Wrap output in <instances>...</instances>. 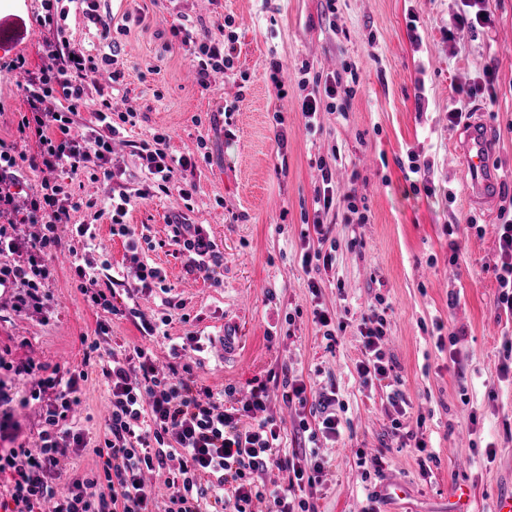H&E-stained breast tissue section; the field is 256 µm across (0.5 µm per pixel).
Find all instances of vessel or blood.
Masks as SVG:
<instances>
[{
    "label": "vessel or blood",
    "mask_w": 512,
    "mask_h": 512,
    "mask_svg": "<svg viewBox=\"0 0 512 512\" xmlns=\"http://www.w3.org/2000/svg\"><path fill=\"white\" fill-rule=\"evenodd\" d=\"M461 143L463 177L466 193L471 201L485 203L496 177L489 164L491 142L478 117L466 120Z\"/></svg>",
    "instance_id": "b4317fda"
}]
</instances>
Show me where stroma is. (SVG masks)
<instances>
[{"label": "stroma", "mask_w": 512, "mask_h": 512, "mask_svg": "<svg viewBox=\"0 0 512 512\" xmlns=\"http://www.w3.org/2000/svg\"><path fill=\"white\" fill-rule=\"evenodd\" d=\"M110 18L100 38L79 12L69 13L63 34L72 45L99 51L118 43L116 62L104 66L100 85H113L112 109L132 112L112 154L124 170L133 199L126 224L149 240L141 257L161 267L166 291L133 298L147 317L171 312L162 335L141 336L132 320L116 317L109 347H150L158 365L171 360L173 339L197 333L214 341L198 376L212 390L232 388L227 404L242 405L258 382L281 369L302 378L309 399L336 398L339 439H319L325 461L322 483L305 489L316 512H366L370 494L388 482L404 484L405 498L379 499L377 512H448L452 485L467 481L470 512H495L500 493L512 491V314L498 303V226L512 211V0H490L492 24L449 38L448 23L460 0H101ZM41 0H0V16L25 28L17 42L0 46V139L15 138V113L25 111L22 87L9 63L23 56L43 63L48 35L37 18ZM229 23L235 37L234 69L210 76L203 90L189 74L193 46L172 37L187 23L215 30ZM284 71L272 76L270 59ZM124 74L111 83L112 71ZM493 73L490 93L468 96ZM341 76L355 93L343 111L319 112L317 129L305 126L302 100L315 89L313 74ZM234 112L222 115L224 104ZM480 113L492 131L490 165L494 202L484 209L462 188L457 153L463 136L448 111ZM169 136L168 153L195 163L185 178L190 200L178 195L146 201L130 142ZM284 133L277 143L276 133ZM429 162L424 175L410 172V157ZM332 174L333 204L318 210L323 169ZM355 193L365 221L348 222L345 197ZM83 207L75 224L96 227V261L128 266L124 237L103 215L107 189L82 179L75 189ZM203 225L224 256L212 278L187 268L188 257L168 246L174 216ZM318 221L330 229L321 249L333 266H304L301 232ZM47 315L7 319L11 296L0 293V348L13 358L60 368H81L80 339L94 336L100 313L76 286L71 259H55ZM322 285L312 298L308 284ZM384 298L386 349L394 361L389 386L363 385L358 325ZM346 322L335 341L318 332L314 305ZM454 344L438 346L440 333ZM234 347L225 350L224 336ZM400 389L408 403L404 425L424 451L402 446L390 428L388 396ZM107 387L90 370L81 391L78 424L102 433ZM283 429L286 453L300 451L298 411L272 392L265 410ZM494 459H487L486 446ZM383 453L379 474L366 476L357 450Z\"/></svg>", "instance_id": "35a3bbf8"}]
</instances>
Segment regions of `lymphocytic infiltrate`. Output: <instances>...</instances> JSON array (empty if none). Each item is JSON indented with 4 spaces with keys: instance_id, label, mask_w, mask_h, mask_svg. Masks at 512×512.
Wrapping results in <instances>:
<instances>
[{
    "instance_id": "f902f5d3",
    "label": "lymphocytic infiltrate",
    "mask_w": 512,
    "mask_h": 512,
    "mask_svg": "<svg viewBox=\"0 0 512 512\" xmlns=\"http://www.w3.org/2000/svg\"><path fill=\"white\" fill-rule=\"evenodd\" d=\"M182 43L195 44L198 83L209 88L211 73L233 67V45L223 36L197 34L186 25L172 29ZM44 65L28 70L25 57L12 60V69H27L24 86L27 109L19 113L16 130L20 140H36L38 152L24 157L15 144L0 140V288L12 294L14 315L45 313L52 305L49 282L51 262L61 252L73 256L79 289L94 310L107 315L138 319L145 336L158 330L138 308L122 303L128 279H136L142 291L162 287L164 271L139 257L129 270L110 274L109 287H100L92 255L97 250L96 227L74 224L71 210L79 209L69 185L43 181L33 193L25 213L14 211V189L20 188L24 168H63L72 177L82 175L113 180L110 168L112 143L133 113L113 114L111 96L101 93L95 125L76 134V116L86 95L84 79L110 63L111 55L95 57L76 49L63 35L43 43ZM167 136L153 134L136 144L133 152L147 170V183L135 197L147 199L162 193L190 200L192 191L178 172L192 169L190 158L170 157ZM25 224L40 225L33 236L21 233ZM169 245L189 256L190 271L211 277L223 258L201 225L181 221L172 224ZM109 332L99 322L93 339L85 340L82 370L47 368L31 359L14 360L0 353V476L8 478L0 494V512H253L257 502L269 512H314L303 498L305 487L321 480L325 465L316 450L281 454V427L273 419L259 418L269 400L270 387H279L285 402L306 407L307 387L290 373L274 376L272 383H257L242 406H226L224 395L200 383L208 345L193 337L190 361L158 366L151 349L137 346L118 351L104 344ZM362 357L357 373L363 383L389 378L393 362L385 345L387 321L371 310L360 323ZM100 369L109 394V414L102 437L91 438L74 422L73 408L80 401L81 386L89 366ZM29 379L28 395L17 396L20 379ZM52 392L44 400L42 429L36 449L19 444L22 424L18 409ZM42 399V398H41ZM102 459V472L83 475L64 473L61 463L85 449ZM287 468V486H268L262 475L270 467ZM158 474L166 489L157 498L146 481Z\"/></svg>"
}]
</instances>
